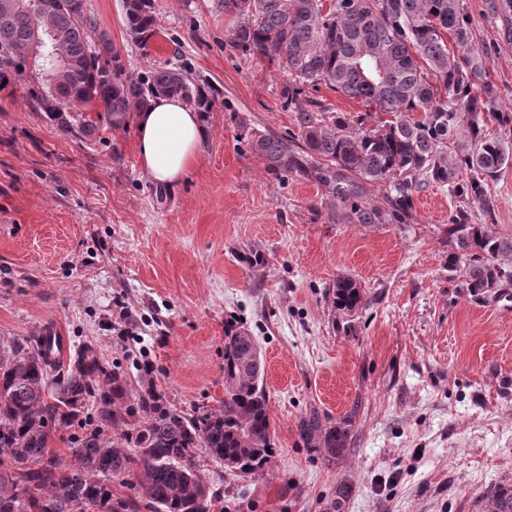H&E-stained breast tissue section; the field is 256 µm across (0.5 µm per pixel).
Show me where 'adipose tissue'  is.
Wrapping results in <instances>:
<instances>
[{
    "label": "adipose tissue",
    "mask_w": 512,
    "mask_h": 512,
    "mask_svg": "<svg viewBox=\"0 0 512 512\" xmlns=\"http://www.w3.org/2000/svg\"><path fill=\"white\" fill-rule=\"evenodd\" d=\"M135 126L141 166L154 182L173 185L196 166L206 135L204 116L182 100L154 98L136 112Z\"/></svg>",
    "instance_id": "adipose-tissue-1"
}]
</instances>
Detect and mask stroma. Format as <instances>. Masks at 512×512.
Wrapping results in <instances>:
<instances>
[{"label": "stroma", "mask_w": 512, "mask_h": 512, "mask_svg": "<svg viewBox=\"0 0 512 512\" xmlns=\"http://www.w3.org/2000/svg\"><path fill=\"white\" fill-rule=\"evenodd\" d=\"M465 0L485 79L512 113V10ZM159 34L141 47L122 0H86L127 75L184 67L220 94L192 172L166 188L142 171L134 126L97 107L62 128L35 111L30 80L0 100V338L67 336L154 379L185 413L224 400V321L263 355L276 449L247 478L201 458L223 494L211 512H478L512 483V296L484 304L449 273L447 189L414 196L408 224H328L323 190L276 178L242 137L296 132L288 75L226 42L218 0H156ZM97 132L83 137L80 126ZM257 253L261 264L246 256ZM360 285L355 311L332 285ZM350 418L349 444L325 462L297 436L310 409ZM334 304L339 310L353 311L362 301V293L355 280L340 276L333 283Z\"/></svg>", "instance_id": "obj_1"}]
</instances>
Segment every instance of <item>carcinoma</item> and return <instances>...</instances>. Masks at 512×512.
<instances>
[{"label": "carcinoma", "instance_id": "cac0c4a2", "mask_svg": "<svg viewBox=\"0 0 512 512\" xmlns=\"http://www.w3.org/2000/svg\"><path fill=\"white\" fill-rule=\"evenodd\" d=\"M237 22L227 43L243 55L288 72L282 97L298 132L286 137L250 131L248 144L277 177L297 174L324 188L328 224H406L416 193L435 185L457 198L448 223V272L468 295L490 303L512 293V228L473 223L474 210L493 217L490 184L512 167V137L491 134L480 114L512 134L495 87L484 80L464 0H219ZM126 30L147 46L159 34L155 0H124ZM56 46L40 43L47 34ZM451 36L454 48L445 36ZM0 94L10 96L38 67L35 109L62 126L80 106L96 105L114 130L157 95L177 96L212 111L218 91L177 67L146 77L124 74L120 50L84 0L64 10L0 9ZM326 85L391 115L373 127L351 125L313 109L305 88ZM385 188L383 202L369 187ZM334 304L353 311L362 301L355 280L333 283ZM252 333L224 321V402L187 415L140 365L131 380L91 345L66 366L50 341L0 340V512H210L220 490L203 497L207 477L199 456L240 476L264 472L274 454L264 382L250 364ZM98 404L87 432L71 441L67 460L49 448L53 436ZM308 448L330 461L346 447L348 430L312 409L298 421ZM132 485L136 499L115 489ZM481 512H512V485L480 497Z\"/></svg>", "mask_w": 512, "mask_h": 512}]
</instances>
